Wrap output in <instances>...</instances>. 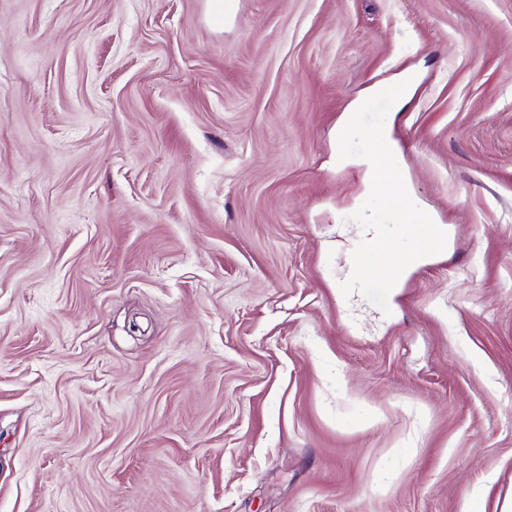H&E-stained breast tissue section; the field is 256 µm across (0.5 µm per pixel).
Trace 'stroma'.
Listing matches in <instances>:
<instances>
[{
	"mask_svg": "<svg viewBox=\"0 0 512 512\" xmlns=\"http://www.w3.org/2000/svg\"><path fill=\"white\" fill-rule=\"evenodd\" d=\"M385 137L447 234L343 295ZM512 512V0H0V512Z\"/></svg>",
	"mask_w": 512,
	"mask_h": 512,
	"instance_id": "obj_1",
	"label": "stroma"
}]
</instances>
